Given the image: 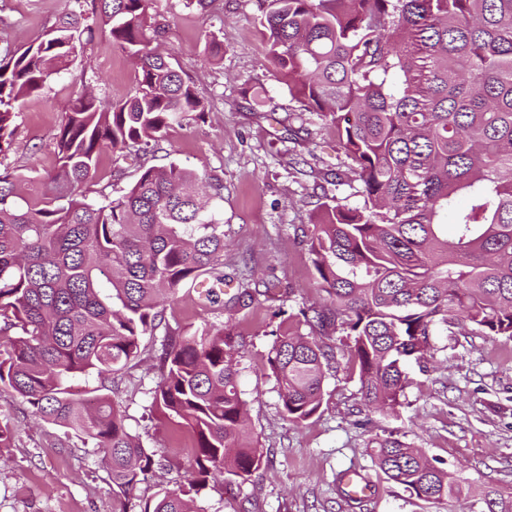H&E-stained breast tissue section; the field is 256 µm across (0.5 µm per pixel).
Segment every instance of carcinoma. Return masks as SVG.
Listing matches in <instances>:
<instances>
[{
  "mask_svg": "<svg viewBox=\"0 0 512 512\" xmlns=\"http://www.w3.org/2000/svg\"><path fill=\"white\" fill-rule=\"evenodd\" d=\"M149 4L67 0L38 43L0 57V153L16 104L67 69L100 20L137 63L131 98L73 101L53 137L57 166L34 195L0 169V390L96 449L114 512H133L156 461L128 429L112 383L181 289L205 275L224 283V224L208 210L223 199L221 178L143 164L120 196L87 195L102 152L117 164L155 151L168 129L205 112L182 72L150 48L159 28ZM261 26L289 92L336 128L362 198L352 207L334 199L293 228L329 304L302 306L275 331L267 362L283 417L317 414L338 356L364 405L393 410L407 365L425 368L435 337L460 327L512 339V0H262ZM450 225L452 242L442 232ZM242 347L222 327L165 330L152 406L189 435L191 457L184 481L140 512H199L191 492L219 477L245 482L261 467L238 384ZM91 373L102 385L78 394ZM17 437L0 416V449ZM367 447L418 499L462 495L455 472L393 433ZM470 509L512 512V493L482 484Z\"/></svg>",
  "mask_w": 512,
  "mask_h": 512,
  "instance_id": "1",
  "label": "carcinoma"
}]
</instances>
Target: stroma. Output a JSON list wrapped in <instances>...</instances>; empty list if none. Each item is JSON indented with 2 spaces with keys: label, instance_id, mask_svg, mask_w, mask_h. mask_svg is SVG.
Returning <instances> with one entry per match:
<instances>
[{
  "label": "stroma",
  "instance_id": "stroma-1",
  "mask_svg": "<svg viewBox=\"0 0 512 512\" xmlns=\"http://www.w3.org/2000/svg\"><path fill=\"white\" fill-rule=\"evenodd\" d=\"M64 0H0V51L38 41L61 16ZM149 14L163 29L159 46L179 65L206 105L202 118L170 129L156 152L157 164L218 176L224 198V272L227 285L201 303L190 288L180 291L162 314L163 326L189 331L226 327L239 333L245 353L239 384L250 403L249 427L263 455L250 480L210 484L197 496L203 512H466L472 495L436 506L411 497L375 466L364 422L404 435L444 468L461 477L512 487V340L501 336L437 337L447 364L424 373L409 370L401 406L388 414L365 408L356 380L344 369L329 370L319 412L301 425L284 419L267 356L279 324L273 312L297 311L323 298L309 270L306 251L295 247L292 227L307 224L331 199L355 205L351 188L337 185L349 161L336 149L334 129L301 111L271 65L260 34L258 0H151ZM224 46L221 60L208 57V41ZM138 72L117 48L107 24L67 70L48 87L25 98L15 120L5 162L36 191L55 167L53 135L82 88L118 102L134 94ZM265 91L255 103L249 90ZM264 289L281 286L279 302L232 305L237 282ZM160 336H144L141 354L114 388L126 425L155 451L160 464L140 484L139 501L173 487L188 464L187 437L153 413L150 391L158 380L154 355ZM0 413L19 429L15 447L0 452V512H112V484L91 448L74 434L46 423L6 391ZM355 471L371 487L349 500L339 477Z\"/></svg>",
  "mask_w": 512,
  "mask_h": 512
}]
</instances>
